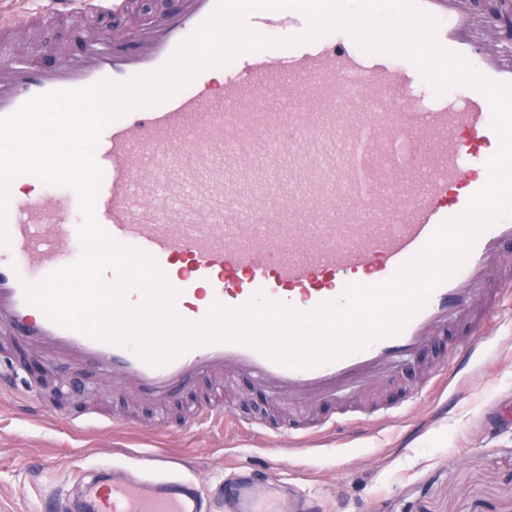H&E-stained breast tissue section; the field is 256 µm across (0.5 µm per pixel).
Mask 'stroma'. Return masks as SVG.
Returning <instances> with one entry per match:
<instances>
[{"label":"stroma","mask_w":512,"mask_h":512,"mask_svg":"<svg viewBox=\"0 0 512 512\" xmlns=\"http://www.w3.org/2000/svg\"><path fill=\"white\" fill-rule=\"evenodd\" d=\"M80 21L60 15L32 32L14 34L25 62L51 64L42 44L79 50ZM480 356L463 371L444 364V394L414 398L427 379L408 364L396 377L377 379L382 400L404 402L401 413L363 417V437L336 443L311 435L302 447L279 452L262 429L154 427V408L111 378L84 372L66 361L44 363L42 374L60 385L61 401L41 391L28 411L13 396L0 397V512H39L48 493L70 470L127 462L131 453L160 451L185 459L204 487L240 464L269 467L293 493L279 512H297L299 496L318 500L321 512H512V425L497 409L512 400V315L496 312L478 332ZM96 410L129 419L112 429L73 416Z\"/></svg>","instance_id":"35a3bbf8"}]
</instances>
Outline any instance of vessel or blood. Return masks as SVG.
<instances>
[{
    "mask_svg": "<svg viewBox=\"0 0 512 512\" xmlns=\"http://www.w3.org/2000/svg\"><path fill=\"white\" fill-rule=\"evenodd\" d=\"M420 3L436 19L443 48L512 84V0ZM215 7L216 0H163L140 20L133 0H41L34 14L42 19L76 12L135 24L121 39L80 31L78 53L46 46L55 59L49 66L0 65V117L43 92L156 71ZM247 23L269 38L283 26L292 37L308 27L293 9L256 11ZM419 75L412 62L397 66L390 54L365 52L343 30L206 68L168 99L128 110L103 129L96 219L116 242L154 258L178 293L176 313L189 322L202 321L213 303L237 308L258 294L309 312L338 299L347 284L387 281L443 222L463 213L499 147L481 91L466 86L461 101L426 107L409 94ZM78 211L67 187L11 192L9 241L0 244V335L45 361H80L162 409L205 377L248 379L267 405L287 400L300 409L363 392L404 363L447 348L449 327L469 341L479 311L501 302L512 247L506 217L483 231L401 333L338 360L290 367L249 345L221 342L155 366L130 348L55 323L25 299V285L81 256ZM227 419L254 424L214 392L199 397L184 422ZM268 483L264 468L245 466L206 492L178 460L146 453L123 471L85 472L77 497L48 495L44 512H276Z\"/></svg>",
    "mask_w": 512,
    "mask_h": 512,
    "instance_id": "1",
    "label": "vessel or blood"
}]
</instances>
